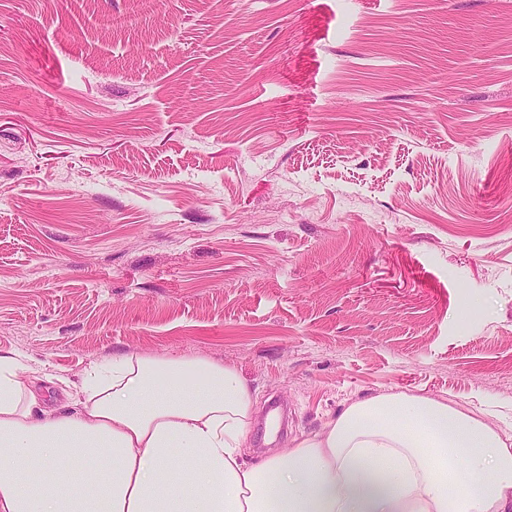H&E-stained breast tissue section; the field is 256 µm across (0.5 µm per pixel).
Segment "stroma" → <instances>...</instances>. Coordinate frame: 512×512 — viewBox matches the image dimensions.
<instances>
[{
	"label": "stroma",
	"mask_w": 512,
	"mask_h": 512,
	"mask_svg": "<svg viewBox=\"0 0 512 512\" xmlns=\"http://www.w3.org/2000/svg\"><path fill=\"white\" fill-rule=\"evenodd\" d=\"M511 144L512 0H0V354L512 424Z\"/></svg>",
	"instance_id": "obj_1"
}]
</instances>
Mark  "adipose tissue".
I'll return each mask as SVG.
<instances>
[{
	"label": "adipose tissue",
	"instance_id": "adipose-tissue-1",
	"mask_svg": "<svg viewBox=\"0 0 512 512\" xmlns=\"http://www.w3.org/2000/svg\"><path fill=\"white\" fill-rule=\"evenodd\" d=\"M0 356V512H512V434L384 393L257 463L251 387L198 356L123 355L47 409Z\"/></svg>",
	"mask_w": 512,
	"mask_h": 512
}]
</instances>
